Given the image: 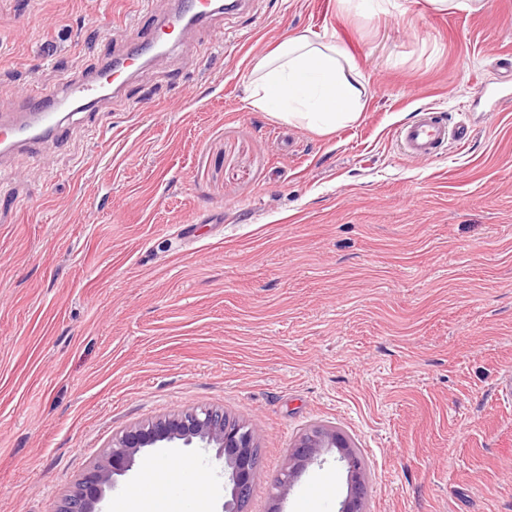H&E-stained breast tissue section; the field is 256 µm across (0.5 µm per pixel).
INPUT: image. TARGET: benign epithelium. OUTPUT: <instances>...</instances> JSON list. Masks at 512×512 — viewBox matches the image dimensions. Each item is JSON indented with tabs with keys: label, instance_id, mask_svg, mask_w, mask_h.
Listing matches in <instances>:
<instances>
[{
	"label": "benign epithelium",
	"instance_id": "obj_1",
	"mask_svg": "<svg viewBox=\"0 0 512 512\" xmlns=\"http://www.w3.org/2000/svg\"><path fill=\"white\" fill-rule=\"evenodd\" d=\"M172 443L217 449V455L224 457L230 469L236 504L242 505L250 496L258 465L254 431L222 410L201 408L158 417L123 432L97 459L72 494L62 500L56 512H99L96 505L105 489L113 486L114 476L132 467L142 449ZM324 448L337 449L347 466L350 494L341 512H363L367 491L364 464L348 437L333 426H314L299 437L285 466L274 477L272 488L278 495L284 493L300 470L313 462Z\"/></svg>",
	"mask_w": 512,
	"mask_h": 512
}]
</instances>
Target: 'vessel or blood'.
Instances as JSON below:
<instances>
[{
    "label": "vessel or blood",
    "instance_id": "obj_1",
    "mask_svg": "<svg viewBox=\"0 0 512 512\" xmlns=\"http://www.w3.org/2000/svg\"><path fill=\"white\" fill-rule=\"evenodd\" d=\"M218 0H181L176 11L165 21V32H143L134 49L104 62L93 74L67 77L51 88L30 86L20 93V111L0 115V152L64 133V115L68 112H94L103 101L121 96L124 79L133 60L149 63L165 38H178L184 31L208 22L219 13ZM471 131L466 125L448 127L435 112H424L416 120L402 124L396 131L401 152L409 157H435L448 141L466 142Z\"/></svg>",
    "mask_w": 512,
    "mask_h": 512
}]
</instances>
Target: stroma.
<instances>
[{"label": "stroma", "mask_w": 512, "mask_h": 512, "mask_svg": "<svg viewBox=\"0 0 512 512\" xmlns=\"http://www.w3.org/2000/svg\"><path fill=\"white\" fill-rule=\"evenodd\" d=\"M175 0H0V113L81 76ZM310 31L355 62L356 121L320 134L247 102L256 60ZM512 0H246L148 63L54 144L0 157V512H55L122 431L217 408L253 428L243 512H340L336 449L271 488L316 425L351 439L365 512H512ZM423 110L468 144L402 155ZM231 486L215 449L149 466Z\"/></svg>", "instance_id": "obj_1"}]
</instances>
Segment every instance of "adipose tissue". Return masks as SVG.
Masks as SVG:
<instances>
[{
	"instance_id": "ef3b65f1",
	"label": "adipose tissue",
	"mask_w": 512,
	"mask_h": 512,
	"mask_svg": "<svg viewBox=\"0 0 512 512\" xmlns=\"http://www.w3.org/2000/svg\"><path fill=\"white\" fill-rule=\"evenodd\" d=\"M248 102L287 124L328 133L356 120L368 89L359 69L343 63L332 42L303 32L286 39L253 68ZM176 469L156 466L143 488L133 489L114 512H177L162 493L175 480Z\"/></svg>"
}]
</instances>
